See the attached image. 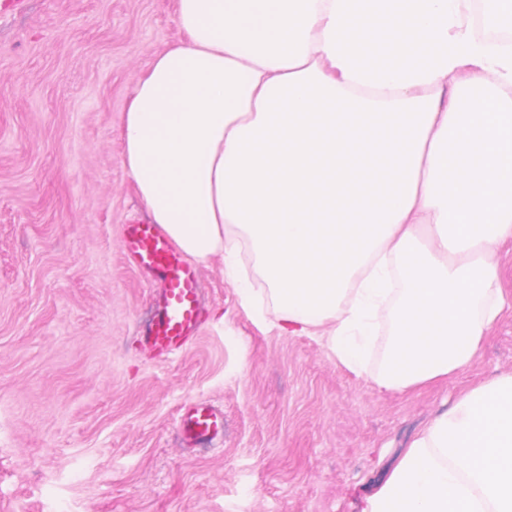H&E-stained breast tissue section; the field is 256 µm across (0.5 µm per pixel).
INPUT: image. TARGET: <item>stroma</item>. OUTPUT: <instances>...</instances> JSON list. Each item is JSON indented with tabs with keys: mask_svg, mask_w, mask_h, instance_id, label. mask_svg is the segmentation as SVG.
I'll list each match as a JSON object with an SVG mask.
<instances>
[{
	"mask_svg": "<svg viewBox=\"0 0 512 512\" xmlns=\"http://www.w3.org/2000/svg\"><path fill=\"white\" fill-rule=\"evenodd\" d=\"M176 0H24L0 10V512H361L415 434L462 389L512 372V314L471 366L416 391L337 363L242 307L200 267L202 327L150 358L145 277L121 248L145 219L121 165L131 89L179 41ZM224 411L181 450L177 415ZM178 428L188 448L209 446L224 435V411L202 403L186 405Z\"/></svg>",
	"mask_w": 512,
	"mask_h": 512,
	"instance_id": "stroma-1",
	"label": "stroma"
}]
</instances>
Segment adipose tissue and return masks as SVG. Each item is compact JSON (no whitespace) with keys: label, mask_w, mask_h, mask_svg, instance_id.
Listing matches in <instances>:
<instances>
[{"label":"adipose tissue","mask_w":512,"mask_h":512,"mask_svg":"<svg viewBox=\"0 0 512 512\" xmlns=\"http://www.w3.org/2000/svg\"><path fill=\"white\" fill-rule=\"evenodd\" d=\"M176 23L120 129L151 221L351 371L388 312L387 390L464 371L512 310V46L469 0H177ZM362 512H512V373L459 393Z\"/></svg>","instance_id":"obj_1"}]
</instances>
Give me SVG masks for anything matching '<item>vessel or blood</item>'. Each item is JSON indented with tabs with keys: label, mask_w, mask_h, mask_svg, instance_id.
<instances>
[{
	"label": "vessel or blood",
	"mask_w": 512,
	"mask_h": 512,
	"mask_svg": "<svg viewBox=\"0 0 512 512\" xmlns=\"http://www.w3.org/2000/svg\"><path fill=\"white\" fill-rule=\"evenodd\" d=\"M122 248L127 262L152 275L158 283L154 312L141 330V344L154 358L184 350L198 337L202 294L197 270L186 263L160 225H126ZM178 428L186 446L204 447L224 434V413L198 403L185 406Z\"/></svg>",
	"instance_id": "1"
}]
</instances>
